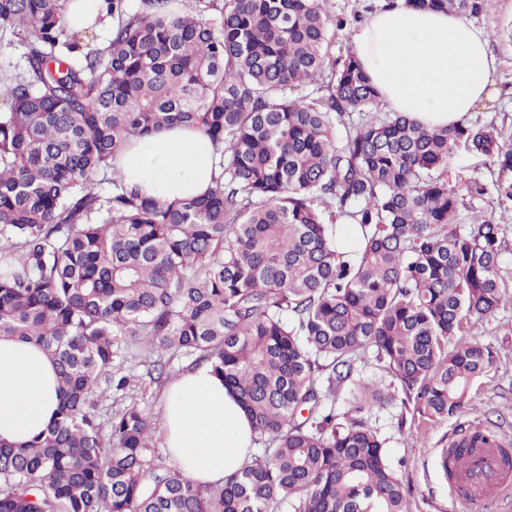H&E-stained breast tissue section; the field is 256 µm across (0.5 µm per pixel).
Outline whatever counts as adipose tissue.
Wrapping results in <instances>:
<instances>
[{
	"mask_svg": "<svg viewBox=\"0 0 512 512\" xmlns=\"http://www.w3.org/2000/svg\"><path fill=\"white\" fill-rule=\"evenodd\" d=\"M352 42L386 109L423 126L462 121L495 90L488 35L463 16L396 0L360 24ZM216 157L202 132L171 128L130 141L116 163L127 185L174 200L208 190ZM56 409V372L44 352L30 342L0 340V442L42 434ZM161 427L174 465L198 483L235 474L254 437L250 419L206 365L172 385Z\"/></svg>",
	"mask_w": 512,
	"mask_h": 512,
	"instance_id": "obj_1",
	"label": "adipose tissue"
}]
</instances>
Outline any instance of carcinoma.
I'll return each mask as SVG.
<instances>
[{
	"label": "carcinoma",
	"mask_w": 512,
	"mask_h": 512,
	"mask_svg": "<svg viewBox=\"0 0 512 512\" xmlns=\"http://www.w3.org/2000/svg\"><path fill=\"white\" fill-rule=\"evenodd\" d=\"M142 2L104 0L117 25L93 48L67 0H0V36L23 58L0 74V338L43 350L59 404L45 433L0 443V512H407L363 413L398 402L446 420L493 366L489 345L448 352L502 292L498 224L448 230L459 199L443 168L460 145L491 158L512 201V145L377 114L354 53L327 57L344 21L324 0H221L213 22ZM324 79L327 94L296 95ZM174 126L220 151L208 193L149 199L108 177L132 138ZM338 214L364 232L354 260ZM130 341L199 354L262 452L222 484L153 469L150 415L98 412L129 383L114 362ZM369 354L399 386L356 377Z\"/></svg>",
	"instance_id": "1"
}]
</instances>
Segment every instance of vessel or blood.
I'll list each match as a JSON object with an SVG mask.
<instances>
[{
	"label": "vessel or blood",
	"mask_w": 512,
	"mask_h": 512,
	"mask_svg": "<svg viewBox=\"0 0 512 512\" xmlns=\"http://www.w3.org/2000/svg\"><path fill=\"white\" fill-rule=\"evenodd\" d=\"M451 477L462 486L469 501L500 495L507 479L500 441L492 437L475 442L472 452L454 464Z\"/></svg>",
	"instance_id": "b4317fda"
}]
</instances>
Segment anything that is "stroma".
Masks as SVG:
<instances>
[{
  "label": "stroma",
  "mask_w": 512,
  "mask_h": 512,
  "mask_svg": "<svg viewBox=\"0 0 512 512\" xmlns=\"http://www.w3.org/2000/svg\"><path fill=\"white\" fill-rule=\"evenodd\" d=\"M381 0H327L326 10L348 18L347 27L337 32L328 48L333 58H340L352 47L355 18H367ZM476 26L489 35L488 48L496 63V84L492 99L479 104L467 115L470 124L487 126L512 137V0H485L484 11L475 18ZM448 185L459 199V216L454 232L465 233L474 213L491 215L498 224L501 251L500 284L504 301L489 317L471 319L449 342V349L470 343L492 346L496 361L486 375L473 385L464 408L448 420L431 422L401 419V408L393 404L366 413L369 426L384 439L389 462L396 468L405 488L408 512H512V485L498 498L472 503L462 500L438 472L440 449L450 447L453 440L477 428L495 432L512 448V201L500 200L495 183L498 170L485 157L462 149L453 150L444 171ZM482 183L483 195H472L471 181ZM122 371L129 375L125 393L108 398L101 404L102 416L137 404L160 420L170 385L191 370L189 357H173L160 381L146 373V354L138 348L125 350Z\"/></svg>",
  "instance_id": "35a3bbf8"
}]
</instances>
